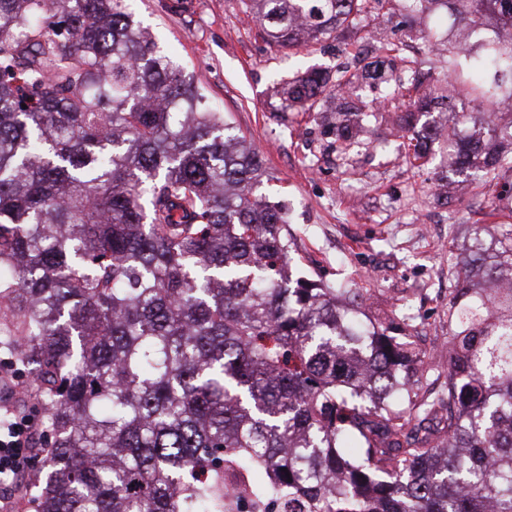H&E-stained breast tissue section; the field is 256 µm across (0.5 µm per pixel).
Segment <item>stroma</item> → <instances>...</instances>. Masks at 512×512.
<instances>
[{
	"label": "stroma",
	"instance_id": "1",
	"mask_svg": "<svg viewBox=\"0 0 512 512\" xmlns=\"http://www.w3.org/2000/svg\"><path fill=\"white\" fill-rule=\"evenodd\" d=\"M171 0H131L144 26L182 64L211 109L224 114L263 155L270 174L259 191L287 214L284 232L294 245V273L335 286L356 285L375 314L404 311L422 331L421 346L433 360L448 356V269L465 256L473 225L489 223L471 193L437 201L435 171L447 170L442 141L430 146L423 165L405 161L402 139L392 138L402 98L384 100L369 81L348 94L369 112L373 139L347 154L319 110L282 111L281 85L307 68L335 69L357 50L394 43L403 57L429 54L421 33L448 37L456 22L442 10L404 15L400 5L368 18L359 29L340 30L308 48L280 49L257 37L256 20L243 0H191L172 12Z\"/></svg>",
	"mask_w": 512,
	"mask_h": 512
}]
</instances>
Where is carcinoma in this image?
I'll return each mask as SVG.
<instances>
[{
	"label": "carcinoma",
	"instance_id": "carcinoma-1",
	"mask_svg": "<svg viewBox=\"0 0 512 512\" xmlns=\"http://www.w3.org/2000/svg\"><path fill=\"white\" fill-rule=\"evenodd\" d=\"M299 50L389 0H246ZM512 28V0H402ZM126 0H0V349L35 378L48 467L35 512H512V224L476 227L448 271V361L355 288L292 280L259 151ZM288 84L285 111L384 76L398 53ZM482 107L449 167L512 179V37L457 41L414 87ZM345 102L336 142L361 144ZM448 402L419 397L435 371Z\"/></svg>",
	"mask_w": 512,
	"mask_h": 512
}]
</instances>
